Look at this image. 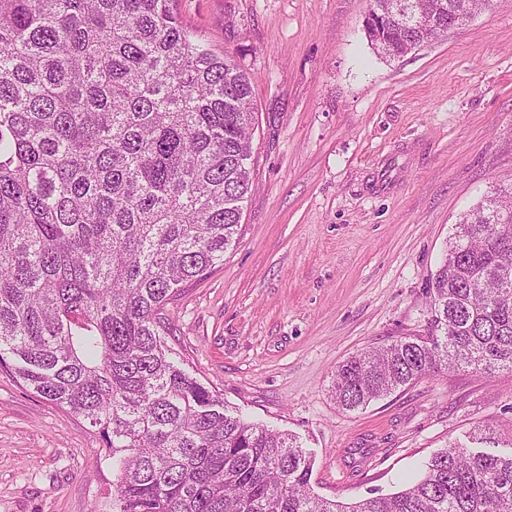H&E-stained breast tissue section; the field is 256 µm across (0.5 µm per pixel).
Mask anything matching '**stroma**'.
<instances>
[{"label": "stroma", "mask_w": 512, "mask_h": 512, "mask_svg": "<svg viewBox=\"0 0 512 512\" xmlns=\"http://www.w3.org/2000/svg\"><path fill=\"white\" fill-rule=\"evenodd\" d=\"M254 85V189L239 241L165 309L193 377L299 437L315 493L399 488L474 426L512 437V371L439 373L346 411L336 367L427 336L429 284L461 213L512 178V0L404 58L376 55L369 0H175ZM81 417L0 369V512H111Z\"/></svg>", "instance_id": "35a3bbf8"}]
</instances>
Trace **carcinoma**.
<instances>
[{
	"label": "carcinoma",
	"mask_w": 512,
	"mask_h": 512,
	"mask_svg": "<svg viewBox=\"0 0 512 512\" xmlns=\"http://www.w3.org/2000/svg\"><path fill=\"white\" fill-rule=\"evenodd\" d=\"M370 0L378 54L419 31ZM438 37L494 0H396ZM174 0H0V368L89 422L112 512H512V453L450 445L403 490L309 487L294 435L251 422L173 358L162 310L239 240L253 85ZM431 332L336 368L355 410L431 373L512 367V186L455 224Z\"/></svg>",
	"instance_id": "obj_1"
}]
</instances>
